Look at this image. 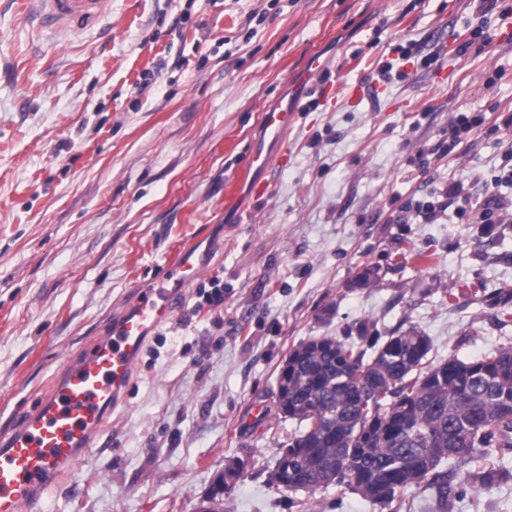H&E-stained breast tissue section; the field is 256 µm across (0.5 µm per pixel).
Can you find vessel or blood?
<instances>
[{"instance_id":"obj_1","label":"vessel or blood","mask_w":512,"mask_h":512,"mask_svg":"<svg viewBox=\"0 0 512 512\" xmlns=\"http://www.w3.org/2000/svg\"><path fill=\"white\" fill-rule=\"evenodd\" d=\"M110 3L29 0L26 9L40 27L78 30L99 22ZM293 121L286 108L262 113L260 123L275 148L252 147L244 162V173L264 174L252 185L255 196L268 193L270 173L284 166ZM203 268L188 256L170 261L162 285L140 289L114 314L109 332L71 358L35 408L0 435V512H40L58 482L97 447L127 396L149 332L171 319L176 301Z\"/></svg>"}]
</instances>
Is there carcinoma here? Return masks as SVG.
Masks as SVG:
<instances>
[{"instance_id":"1","label":"carcinoma","mask_w":512,"mask_h":512,"mask_svg":"<svg viewBox=\"0 0 512 512\" xmlns=\"http://www.w3.org/2000/svg\"><path fill=\"white\" fill-rule=\"evenodd\" d=\"M431 349L417 327L380 336L366 321L355 336L294 347L276 406L298 429L281 443L288 455L277 456L276 489L334 486L382 509L409 489H431L448 512L456 471L493 488L512 455V347L428 364Z\"/></svg>"}]
</instances>
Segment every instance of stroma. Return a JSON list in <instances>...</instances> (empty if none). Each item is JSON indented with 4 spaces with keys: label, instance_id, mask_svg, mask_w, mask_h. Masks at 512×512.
I'll return each instance as SVG.
<instances>
[{
    "label": "stroma",
    "instance_id": "stroma-1",
    "mask_svg": "<svg viewBox=\"0 0 512 512\" xmlns=\"http://www.w3.org/2000/svg\"><path fill=\"white\" fill-rule=\"evenodd\" d=\"M25 2L0 0V432L181 247L205 264L43 512H196L233 462L224 512H377L272 485L297 426L278 416V373L299 343L363 321L417 326L437 361L512 346L496 321L512 310V221H475L512 168V0H112L80 31L40 28ZM483 14L491 43L459 55ZM409 40L420 55L399 59ZM392 59L404 79L379 75ZM315 61L325 100L299 78ZM286 106L287 166L225 210L262 112ZM461 112L484 121L441 153ZM452 183L463 213L424 223L419 205ZM215 279L223 304L196 309ZM455 483L453 512H512V480Z\"/></svg>",
    "mask_w": 512,
    "mask_h": 512
}]
</instances>
